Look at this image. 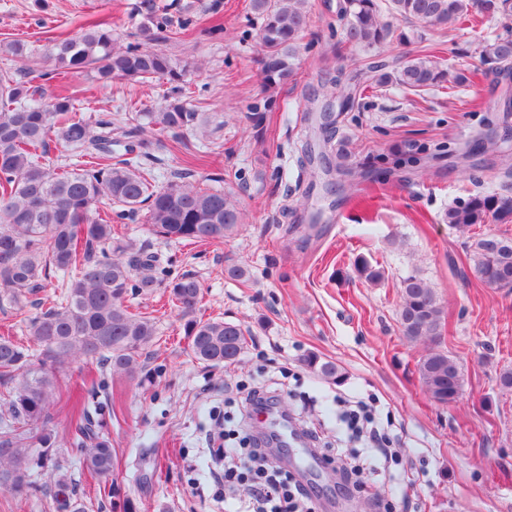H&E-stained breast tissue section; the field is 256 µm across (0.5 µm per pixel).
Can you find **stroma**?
I'll use <instances>...</instances> for the list:
<instances>
[{
  "mask_svg": "<svg viewBox=\"0 0 512 512\" xmlns=\"http://www.w3.org/2000/svg\"><path fill=\"white\" fill-rule=\"evenodd\" d=\"M179 3L194 20L184 33L155 46L188 63L194 102L212 113L206 138L165 137L158 184H167L188 159L202 158L194 182L230 192L244 220L221 242H167L143 220L126 224L136 244L171 262L175 275L200 283L197 314L240 324L247 349L238 362L206 368L186 353L184 320L163 288L135 296L134 311L155 319L158 338L140 359L141 373L114 377L96 363L72 364L62 374L60 400L42 425L54 442L58 471L33 475L29 491L0 493V512H57L65 487L85 512H233L215 480L213 439L236 428L237 386H261L294 414L298 430L316 436L320 466L302 470L297 448L275 442L271 453L291 473L317 512H512V391L498 374L512 367V292L483 286L469 265L477 234L512 237V222L461 229L449 208L469 195L500 188L503 156H512V72L495 74L481 61L478 39L459 30L430 31L401 23L407 42L372 51L341 42V0H307L312 27L299 51L295 80L265 91L259 60L261 21L250 0H160ZM135 0H0V40H20L28 58L0 56V69H47V35L77 32L107 20L120 43L140 21ZM221 25L223 33H211ZM426 48L463 69L466 80L420 96L379 72L402 55ZM366 85L340 112L331 80ZM75 101L80 119L114 111L123 101L154 111L166 103L165 80L100 83L93 72L55 83ZM344 144L352 176L337 173L332 153ZM366 258L385 278H359ZM244 267L242 282L224 278L226 265ZM415 274L434 288L445 324L437 346L461 364L464 391L452 407L435 404L416 364L426 346L401 334L399 283ZM314 352L335 362L342 383L307 368ZM344 398L371 405L386 423L393 459L387 467L360 458L363 487L348 485L327 449L353 447L338 414ZM110 403L102 432L112 445L109 479L83 470L75 447L76 404Z\"/></svg>",
  "mask_w": 512,
  "mask_h": 512,
  "instance_id": "1",
  "label": "stroma"
}]
</instances>
